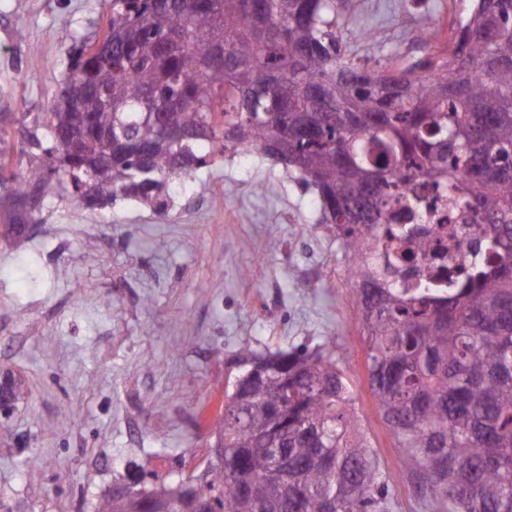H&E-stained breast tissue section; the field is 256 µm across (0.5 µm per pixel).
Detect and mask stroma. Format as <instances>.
<instances>
[{"label":"stroma","mask_w":512,"mask_h":512,"mask_svg":"<svg viewBox=\"0 0 512 512\" xmlns=\"http://www.w3.org/2000/svg\"><path fill=\"white\" fill-rule=\"evenodd\" d=\"M109 0H0V150L29 136L92 42ZM342 52L368 68L447 52L474 0H339ZM348 255L317 194L261 154L226 152L158 211L47 199L0 236V368L26 394L0 420V512H93L134 471L204 472L241 349H316L335 337L355 416L384 464L393 512H430L398 464L370 387Z\"/></svg>","instance_id":"stroma-1"}]
</instances>
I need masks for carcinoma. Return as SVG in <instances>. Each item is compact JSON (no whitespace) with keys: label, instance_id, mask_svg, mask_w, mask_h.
Segmentation results:
<instances>
[{"label":"carcinoma","instance_id":"carcinoma-1","mask_svg":"<svg viewBox=\"0 0 512 512\" xmlns=\"http://www.w3.org/2000/svg\"><path fill=\"white\" fill-rule=\"evenodd\" d=\"M337 0H111L112 62L98 70L112 111L79 94L43 113L46 133L28 139L45 155L24 173L0 156L10 208L5 234L37 223L45 198L63 189L104 209L119 196L162 209L177 179L196 177L226 150L285 164L313 186L327 224L358 241L388 219L389 190L411 170L458 190L492 226L493 257L458 292L409 295L356 290L376 405L399 448L402 469L436 512H512V0H478L453 48L430 72L393 65L368 72L336 40ZM184 39L169 53L171 34ZM85 46L70 76L81 80ZM166 125L206 129L179 149L159 147L142 168L139 150ZM108 127L125 161L90 174L63 137L77 120ZM265 361L224 401V462L203 477L219 512H281L277 473L300 494L298 512H391L378 453L357 431L355 398L336 340L312 353L243 350ZM154 509L136 498L105 499L96 512H178L173 480L156 488Z\"/></svg>","mask_w":512,"mask_h":512}]
</instances>
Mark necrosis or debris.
Returning <instances> with one entry per match:
<instances>
[{
  "mask_svg": "<svg viewBox=\"0 0 512 512\" xmlns=\"http://www.w3.org/2000/svg\"><path fill=\"white\" fill-rule=\"evenodd\" d=\"M412 202L422 210L429 204H438L449 210L452 218L442 223L423 224L404 220L396 225L399 238L393 242L387 237L386 225L375 226L368 234L371 270L364 273L350 269L351 281L362 283L370 274L376 282L391 284L410 294L422 288L451 292L467 287L479 274L472 255L473 246L492 244L488 226L478 223L472 212L448 200L443 189L407 175L394 192L391 209L401 213ZM423 237L431 240L430 251L416 254L411 261H403L401 254L406 244Z\"/></svg>",
  "mask_w": 512,
  "mask_h": 512,
  "instance_id": "necrosis-or-debris-1",
  "label": "necrosis or debris"
}]
</instances>
